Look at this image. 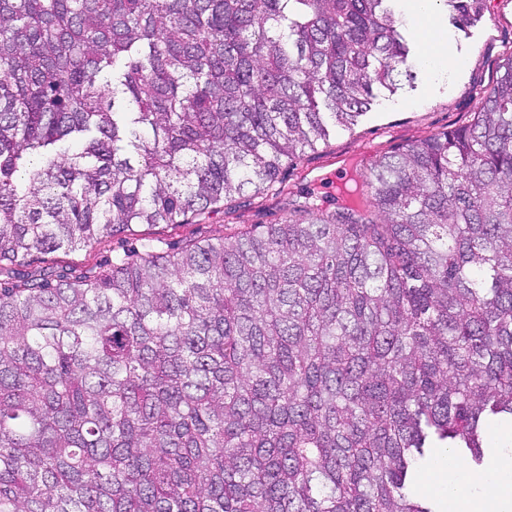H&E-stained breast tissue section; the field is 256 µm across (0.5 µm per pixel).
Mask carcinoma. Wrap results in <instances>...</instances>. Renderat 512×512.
Listing matches in <instances>:
<instances>
[{
  "mask_svg": "<svg viewBox=\"0 0 512 512\" xmlns=\"http://www.w3.org/2000/svg\"><path fill=\"white\" fill-rule=\"evenodd\" d=\"M394 2L0 0V512H435L431 449L487 463L512 426V49L355 206L15 272L282 193L412 78ZM438 449L430 459H426L420 462L419 466V473L415 485V489L417 494L420 497H423L430 501L433 504V509L438 512H469L467 510L465 511H459L462 507L466 506H454V504L451 502H447L446 497L441 496L438 491V471L434 470L433 466L435 462L438 460L440 454ZM420 469L423 472L424 475V481L420 479ZM433 474L434 477H429L427 479V476Z\"/></svg>",
  "mask_w": 512,
  "mask_h": 512,
  "instance_id": "carcinoma-1",
  "label": "carcinoma"
}]
</instances>
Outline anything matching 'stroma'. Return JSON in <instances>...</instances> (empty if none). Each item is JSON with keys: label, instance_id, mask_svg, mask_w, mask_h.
Segmentation results:
<instances>
[{"label": "stroma", "instance_id": "obj_1", "mask_svg": "<svg viewBox=\"0 0 512 512\" xmlns=\"http://www.w3.org/2000/svg\"><path fill=\"white\" fill-rule=\"evenodd\" d=\"M399 8L413 44L415 80L401 81L391 92L380 90L354 126L337 128L328 142L283 168L280 177L288 194L251 200L229 215L219 209L193 224L140 225L135 233L93 248L37 253L28 258L27 269L55 266L77 276L105 265L113 254L138 247L143 238L159 239L173 250L190 237L208 239L261 224H280L308 194L332 210L342 203L345 184L352 180L364 184L381 155L471 121L479 107L478 90L493 85L506 48H512V0H485L481 19L465 29L452 25L447 10L440 6L435 7L428 27L421 26L410 13L408 0H399ZM440 34L447 37L456 63L432 72L422 61L434 53Z\"/></svg>", "mask_w": 512, "mask_h": 512}]
</instances>
